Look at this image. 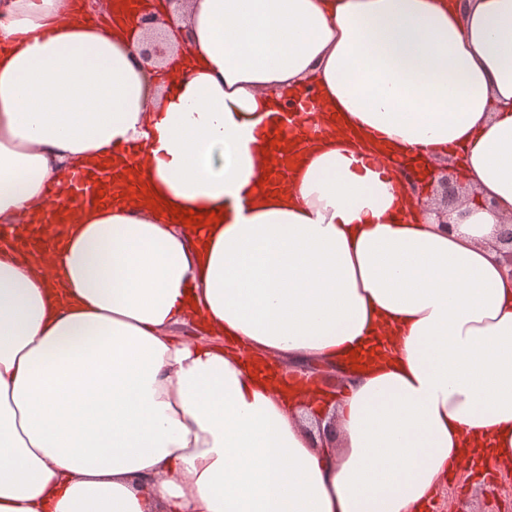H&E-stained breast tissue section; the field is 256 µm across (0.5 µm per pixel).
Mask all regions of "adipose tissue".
I'll return each instance as SVG.
<instances>
[{"instance_id":"adipose-tissue-1","label":"adipose tissue","mask_w":512,"mask_h":512,"mask_svg":"<svg viewBox=\"0 0 512 512\" xmlns=\"http://www.w3.org/2000/svg\"><path fill=\"white\" fill-rule=\"evenodd\" d=\"M163 18L145 64L68 0L0 16V512H419L462 449L512 466V0ZM309 90L286 169L262 130ZM443 159L447 226L409 192ZM77 170L109 199L39 223ZM312 360L350 373L318 403ZM438 165H441L440 168H448V171H439L437 173L438 179L435 180L436 175L434 176V183L431 187L437 184V187L440 188L441 197L444 199V202L448 204V198H453L456 195L458 187L454 183L457 177V182L461 185L463 184V179L461 176L460 168L454 162H438ZM450 172L454 176V180L450 178L448 174Z\"/></svg>"}]
</instances>
